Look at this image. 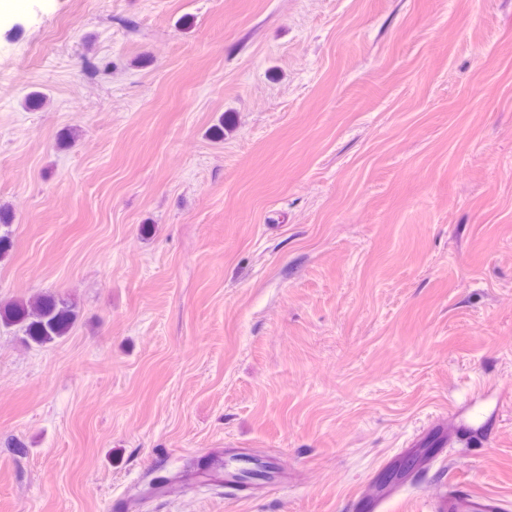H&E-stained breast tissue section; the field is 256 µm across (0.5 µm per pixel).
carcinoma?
<instances>
[{
	"instance_id": "carcinoma-1",
	"label": "carcinoma",
	"mask_w": 512,
	"mask_h": 512,
	"mask_svg": "<svg viewBox=\"0 0 512 512\" xmlns=\"http://www.w3.org/2000/svg\"><path fill=\"white\" fill-rule=\"evenodd\" d=\"M13 215L0 209V259L11 248ZM76 317L67 300L41 295L25 303L0 307V326L15 327L38 345H48L67 335Z\"/></svg>"
}]
</instances>
